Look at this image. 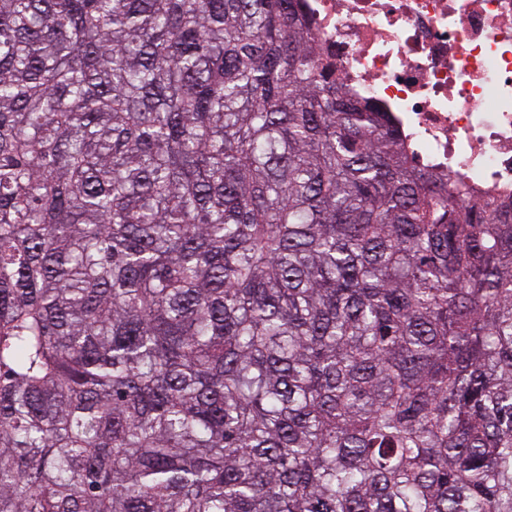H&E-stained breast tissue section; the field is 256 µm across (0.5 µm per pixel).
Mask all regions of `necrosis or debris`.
I'll list each match as a JSON object with an SVG mask.
<instances>
[{"label": "necrosis or debris", "mask_w": 512, "mask_h": 512, "mask_svg": "<svg viewBox=\"0 0 512 512\" xmlns=\"http://www.w3.org/2000/svg\"><path fill=\"white\" fill-rule=\"evenodd\" d=\"M347 91L420 165L512 204V0H299Z\"/></svg>", "instance_id": "necrosis-or-debris-1"}]
</instances>
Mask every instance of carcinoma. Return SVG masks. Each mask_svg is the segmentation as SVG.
I'll return each mask as SVG.
<instances>
[{"instance_id":"carcinoma-1","label":"carcinoma","mask_w":512,"mask_h":512,"mask_svg":"<svg viewBox=\"0 0 512 512\" xmlns=\"http://www.w3.org/2000/svg\"><path fill=\"white\" fill-rule=\"evenodd\" d=\"M297 0H0V512H512V221Z\"/></svg>"}]
</instances>
